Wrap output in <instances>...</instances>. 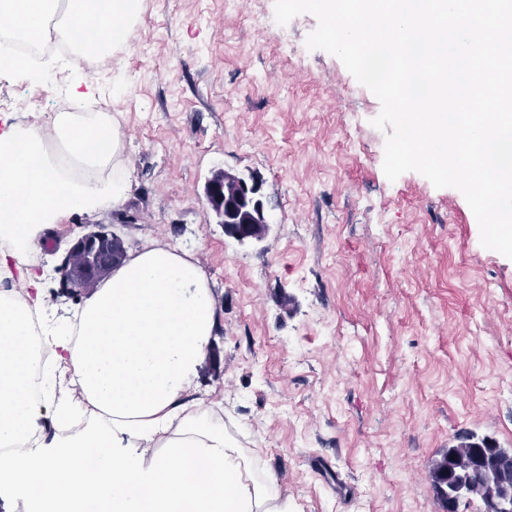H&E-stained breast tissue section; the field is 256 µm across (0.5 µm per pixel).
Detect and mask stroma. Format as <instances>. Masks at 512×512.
<instances>
[{"mask_svg":"<svg viewBox=\"0 0 512 512\" xmlns=\"http://www.w3.org/2000/svg\"><path fill=\"white\" fill-rule=\"evenodd\" d=\"M316 26L276 24L274 0H143L111 69L49 52L0 71L13 121L44 122L84 77L124 133L127 200L53 225L28 262L61 314L80 300L55 269L88 225L190 258L217 312L195 395L295 512H445L441 450L512 448V259L482 246L457 189L387 180L380 103L307 48ZM219 169L261 182L259 244L208 204ZM224 233L242 244L259 243L265 237L264 235H260L258 233V230L254 224L248 223L240 224L229 222L224 224Z\"/></svg>","mask_w":512,"mask_h":512,"instance_id":"obj_1","label":"stroma"}]
</instances>
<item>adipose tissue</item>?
Wrapping results in <instances>:
<instances>
[{"label":"adipose tissue","mask_w":512,"mask_h":512,"mask_svg":"<svg viewBox=\"0 0 512 512\" xmlns=\"http://www.w3.org/2000/svg\"><path fill=\"white\" fill-rule=\"evenodd\" d=\"M142 0H0L31 42L56 35L92 60L125 42ZM120 124L59 112L0 126V482H41L45 512H293L192 383L216 327L202 270L155 245L129 257L65 317L47 314L26 252L78 210L120 205ZM57 433L46 439L44 420ZM100 448L93 486L81 451Z\"/></svg>","instance_id":"1"}]
</instances>
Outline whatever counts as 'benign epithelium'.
<instances>
[{"instance_id":"7a95c632","label":"benign epithelium","mask_w":512,"mask_h":512,"mask_svg":"<svg viewBox=\"0 0 512 512\" xmlns=\"http://www.w3.org/2000/svg\"><path fill=\"white\" fill-rule=\"evenodd\" d=\"M232 176L234 173L219 169L206 182L204 193L212 207L216 208L222 202L225 178ZM237 196L241 201L252 205L260 215H266L259 183L239 184ZM224 233L242 244L259 243L263 240L256 226L248 223L229 222L224 225ZM119 239L121 236L117 232L107 229L103 224L97 225V229L79 237L59 265L60 292L68 296L87 292L103 276L119 265L126 258V253H117L113 249V245ZM464 498V485L458 483L449 487L444 498L447 512H457ZM486 509L487 512H512V487L502 486L497 495L487 502Z\"/></svg>"}]
</instances>
